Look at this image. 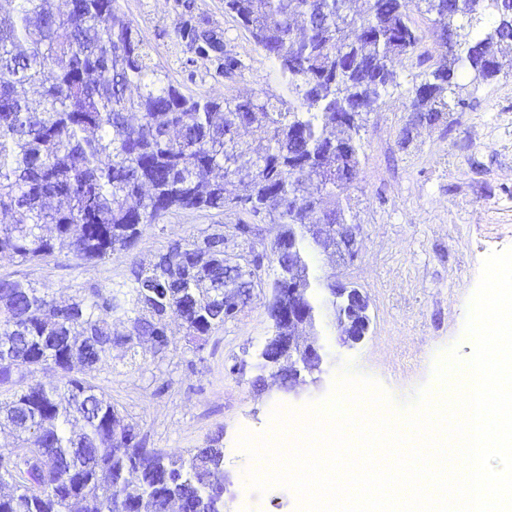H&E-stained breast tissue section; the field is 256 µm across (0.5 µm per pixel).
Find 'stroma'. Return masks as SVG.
Masks as SVG:
<instances>
[{
    "mask_svg": "<svg viewBox=\"0 0 512 512\" xmlns=\"http://www.w3.org/2000/svg\"><path fill=\"white\" fill-rule=\"evenodd\" d=\"M118 5L119 16L139 29L184 94L240 99L262 88L270 96L282 95L277 62L225 11L224 0H118ZM192 17L205 19L222 36L225 52L242 61L241 69L219 77L213 61L191 53L176 29ZM395 70L394 84L360 132L364 156L358 179L340 198L349 221L361 227L358 255L346 264L325 253L312 260L318 274L359 288L371 316L369 332L351 348L338 345L336 331L327 328L319 387L288 391L269 378L258 388L256 370H237L241 361H254L272 334L267 284L273 270L267 266L248 303L202 351L190 350L177 332L166 353L143 355L132 365L116 347L111 367L86 374L138 424L148 447L184 454L222 434L224 472L231 481L224 512H298L291 490L273 487L260 494L250 487L248 472L263 464L237 446L241 431H270L274 406L303 409L326 397L334 381L350 371L374 379L400 414L432 384L434 364L445 350L457 347L464 360L472 354L464 326L482 263L491 252L512 247V73L471 90L468 107L436 125L411 128L407 109L420 67L405 59ZM236 221L227 211H173L143 232L135 255L118 253L95 263L58 256L24 266L0 258V276L25 277L64 299L79 288L109 286L132 257L150 258L172 240Z\"/></svg>",
    "mask_w": 512,
    "mask_h": 512,
    "instance_id": "1",
    "label": "stroma"
}]
</instances>
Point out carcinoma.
Returning <instances> with one entry per match:
<instances>
[{
	"mask_svg": "<svg viewBox=\"0 0 512 512\" xmlns=\"http://www.w3.org/2000/svg\"><path fill=\"white\" fill-rule=\"evenodd\" d=\"M0 17V255L22 264L64 254L103 261L130 252L144 230L176 210H236L277 225L269 243L238 219L232 236L254 267L298 266L317 324H335L330 281L311 259L323 244L310 224H347L336 199L357 178L360 130L424 35L407 0H224L278 62L287 94L186 96L153 62L118 0H6ZM437 48L413 88L408 123L440 122L466 105L473 82L497 77L512 55L503 0H424ZM177 36L216 73L240 68L202 19ZM468 79L462 84L460 80ZM224 225L132 258L123 279L76 291L66 303L22 279L0 277V430L33 441L17 460L0 449V512H224L223 436L175 455L148 448L137 425L75 371L162 354L170 321L201 351L247 303L252 282L230 273ZM128 330L112 332V318Z\"/></svg>",
	"mask_w": 512,
	"mask_h": 512,
	"instance_id": "carcinoma-1",
	"label": "carcinoma"
}]
</instances>
